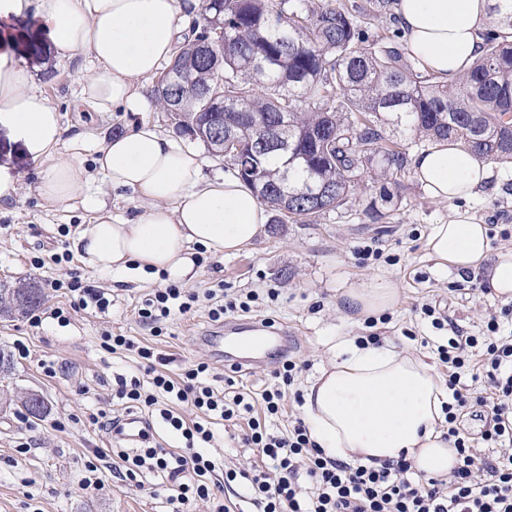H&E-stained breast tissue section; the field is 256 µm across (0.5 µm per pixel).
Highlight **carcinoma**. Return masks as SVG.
Listing matches in <instances>:
<instances>
[{
    "instance_id": "cac0c4a2",
    "label": "carcinoma",
    "mask_w": 512,
    "mask_h": 512,
    "mask_svg": "<svg viewBox=\"0 0 512 512\" xmlns=\"http://www.w3.org/2000/svg\"><path fill=\"white\" fill-rule=\"evenodd\" d=\"M399 38H372L351 12L309 0H202L191 38L156 80V101L178 132L224 155L278 224H314L347 204L365 165L377 163L381 180L404 170L398 134L460 141L512 164V0H493L484 53L454 83L422 72ZM279 123L288 152L257 150ZM231 138L244 167L227 152ZM321 187L317 202L310 190ZM42 300L35 282L20 280L0 290V315ZM32 394L17 401L41 417L48 407L33 408Z\"/></svg>"
}]
</instances>
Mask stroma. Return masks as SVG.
I'll use <instances>...</instances> for the list:
<instances>
[{
    "label": "stroma",
    "mask_w": 512,
    "mask_h": 512,
    "mask_svg": "<svg viewBox=\"0 0 512 512\" xmlns=\"http://www.w3.org/2000/svg\"><path fill=\"white\" fill-rule=\"evenodd\" d=\"M3 50L37 68L38 83L65 125H85L110 137L142 120L165 132L172 129L166 112L154 102L143 112L78 111L79 80L88 64L80 57L58 60L49 55L35 16L0 19ZM81 157L91 172L87 193L97 195L112 213L133 214L131 192L103 183L93 171L92 151H82ZM0 165L9 168L21 185L17 200H0V289L22 279L43 284L46 278L64 272L50 260L52 254L71 247V238L61 235V227L76 230L89 222L91 214L79 196L46 203L37 190L40 167L19 145L1 136ZM358 182L361 189L353 199L326 212L318 223L267 224L251 245L221 258L218 268L201 266L199 277L188 283L196 290L220 280L231 297L244 288L263 294L266 289H278V300L263 298L252 313L237 314L236 319H268L287 328L291 355L307 364L299 380L303 387L328 363L340 337L367 333L364 317L343 306L341 293L352 284L383 278L396 283L398 299L388 311L390 321L377 324L375 331L382 344L414 352L430 364L435 361L430 348L405 337L409 330L435 335V328L420 312L422 304L435 303L460 327L473 332L502 304L499 297L482 292L481 272L444 269L429 255L427 236L433 225L448 221L453 208L428 197L413 168L395 175L389 186L393 198L381 205L382 217L376 221L368 215L369 203L377 198L380 187L375 168L359 171ZM466 208L479 223L512 225V167L493 164L491 179ZM369 243L384 250L385 260L361 263L356 250ZM36 257L45 259L43 269L32 267ZM82 272L88 280L111 288L115 305L109 312L74 313L65 327L47 320L34 328L24 316L0 318V350L12 357L11 370L0 374V512H165L161 498L128 485L113 473L112 452L133 456L139 454V447L110 442L105 429L88 423V415L101 410L111 419L129 412V405L114 396L115 378L128 373L138 361L135 354L103 349L102 333L109 330L134 337L172 356L178 364L208 361L220 376L234 377L256 389L270 383L275 363L264 360L251 371L231 373L222 354L224 342L201 312L170 321L166 335L153 337L136 321L133 308L158 285V277L134 273L120 282L87 266ZM452 282L465 284L466 292L449 291ZM18 341L27 346V358L16 356ZM26 389L43 395L48 406L44 417L30 416L18 403L7 405V397ZM98 448L107 450V457L96 458ZM91 460L106 478L105 488L93 492L84 488L86 464Z\"/></svg>",
    "instance_id": "35a3bbf8"
}]
</instances>
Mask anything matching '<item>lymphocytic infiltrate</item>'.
Listing matches in <instances>:
<instances>
[{
	"label": "lymphocytic infiltrate",
	"mask_w": 512,
	"mask_h": 512,
	"mask_svg": "<svg viewBox=\"0 0 512 512\" xmlns=\"http://www.w3.org/2000/svg\"><path fill=\"white\" fill-rule=\"evenodd\" d=\"M47 286L69 305L45 317L31 314V326H41L47 317L65 326L70 312L105 313L113 305L108 289L84 281L75 269L48 279ZM258 300L252 290L226 298L220 281L201 292L169 282L151 289L136 315L159 337L167 321L195 313L199 306L207 307L211 321L220 322L227 314L250 312ZM420 311L433 328L448 332L435 345L453 397L446 408V436L458 463L448 477L419 474L404 457L378 466L331 459L317 448L303 420L279 428L275 420L304 369L294 357L279 359L272 384L262 390L236 387L230 377L220 390L210 382L208 362L196 360L173 373L162 353L107 331L104 348L136 353L143 375L151 378L145 384L142 376L117 375L118 398L158 413L183 443L178 451L144 449L125 461V479L134 483L147 472L157 476L153 493L170 512H191L198 499L213 500V512H512V331L504 327L512 320V303L489 314L476 334L445 324L431 304ZM468 418L482 421L479 435L465 427ZM226 424L243 428L241 443L254 456L245 467L220 468L216 458L202 451L214 445L215 426ZM219 468L225 489L243 488L240 500L212 499L209 483Z\"/></svg>",
	"instance_id": "1"
}]
</instances>
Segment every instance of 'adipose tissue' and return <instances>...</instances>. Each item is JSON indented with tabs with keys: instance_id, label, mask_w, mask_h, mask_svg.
Returning a JSON list of instances; mask_svg holds the SVG:
<instances>
[{
	"instance_id": "1",
	"label": "adipose tissue",
	"mask_w": 512,
	"mask_h": 512,
	"mask_svg": "<svg viewBox=\"0 0 512 512\" xmlns=\"http://www.w3.org/2000/svg\"><path fill=\"white\" fill-rule=\"evenodd\" d=\"M490 3L397 0L409 55L424 71L457 80L483 52ZM199 7L200 0H0V17L36 15L58 58L89 62L77 108L140 112L147 106L146 82L173 58ZM0 131L42 166L38 192L48 202L67 201L83 189L79 153L92 144L103 180L131 190L137 207L127 217L113 215L95 197L84 199L93 217L76 232L72 247L93 269L192 280L198 275L196 247L229 256L264 231L266 209L253 189L229 173L204 178L199 152L156 124L142 121L103 141L89 130L69 133L29 66L9 51L0 52ZM413 165L426 194L455 207L448 222L433 225L429 254L444 268L488 263L492 292L512 301V250L491 253L484 225L457 209L483 189L490 162L445 140L418 153ZM397 297L389 279L362 281L342 294L345 308L367 316L392 308ZM451 401L421 357L344 339L306 387L303 415L326 457L378 465L404 455L417 472L444 477L456 464L441 428Z\"/></svg>"
}]
</instances>
